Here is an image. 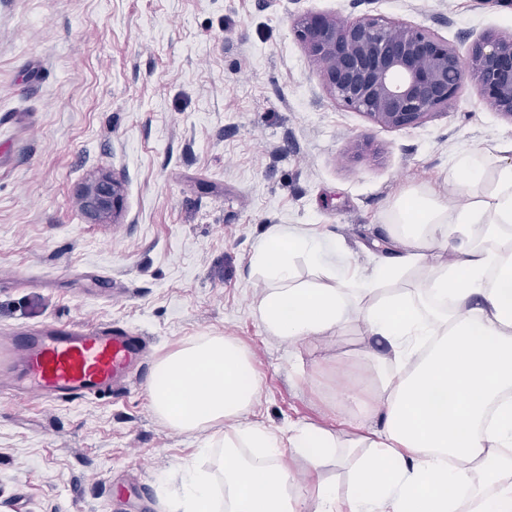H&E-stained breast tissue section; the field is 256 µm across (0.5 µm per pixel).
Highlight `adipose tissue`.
Segmentation results:
<instances>
[{
    "label": "adipose tissue",
    "mask_w": 512,
    "mask_h": 512,
    "mask_svg": "<svg viewBox=\"0 0 512 512\" xmlns=\"http://www.w3.org/2000/svg\"><path fill=\"white\" fill-rule=\"evenodd\" d=\"M449 181L456 202L426 189L394 202L397 250L367 274L327 260L319 236L268 228L252 257L255 313L299 342L340 334L357 312L371 385L344 397L363 432L341 446L316 426L283 438L244 421L260 391L247 353L199 337L158 361L153 410L180 433L230 432L218 472L185 471L174 512H301L288 455L312 474L354 465L349 495L319 485L315 512H512V144L460 150ZM299 260L312 278L297 277Z\"/></svg>",
    "instance_id": "1"
}]
</instances>
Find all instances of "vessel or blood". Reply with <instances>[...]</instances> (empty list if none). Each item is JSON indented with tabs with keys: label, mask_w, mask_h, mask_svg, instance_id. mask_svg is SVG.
Instances as JSON below:
<instances>
[{
	"label": "vessel or blood",
	"mask_w": 512,
	"mask_h": 512,
	"mask_svg": "<svg viewBox=\"0 0 512 512\" xmlns=\"http://www.w3.org/2000/svg\"><path fill=\"white\" fill-rule=\"evenodd\" d=\"M141 353L137 337L111 325L58 324L0 339V375H19L31 396L50 403L83 400L110 390Z\"/></svg>",
	"instance_id": "obj_1"
}]
</instances>
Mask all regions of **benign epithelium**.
Instances as JSON below:
<instances>
[{
	"mask_svg": "<svg viewBox=\"0 0 512 512\" xmlns=\"http://www.w3.org/2000/svg\"><path fill=\"white\" fill-rule=\"evenodd\" d=\"M295 36L320 65L332 98L382 126H417L447 109L468 71L482 100L512 121V35L482 37L466 60L427 26L374 16L344 23L310 12L298 20ZM78 199L88 219L106 224L123 210V182L104 171L81 187Z\"/></svg>",
	"mask_w": 512,
	"mask_h": 512,
	"instance_id": "7a95c632",
	"label": "benign epithelium"
}]
</instances>
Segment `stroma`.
Wrapping results in <instances>:
<instances>
[{
	"instance_id": "obj_1",
	"label": "stroma",
	"mask_w": 512,
	"mask_h": 512,
	"mask_svg": "<svg viewBox=\"0 0 512 512\" xmlns=\"http://www.w3.org/2000/svg\"><path fill=\"white\" fill-rule=\"evenodd\" d=\"M309 12L424 24L468 57L512 34V0H0V336L109 323L145 337L142 365L89 401L0 395V512H160L223 425L154 413L157 361L230 336L260 381L248 422L357 434L344 387H366L364 326L298 345L254 313L252 254L269 225L330 232L372 266L407 189L448 186L464 147L512 140L465 76L448 110L391 129L336 103L296 38ZM120 175L124 208L94 224L77 192Z\"/></svg>"
}]
</instances>
